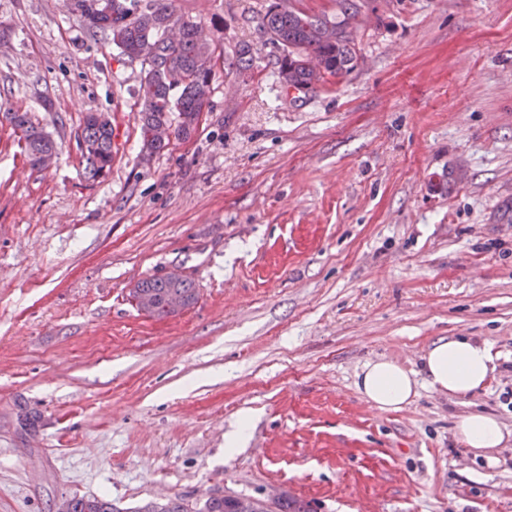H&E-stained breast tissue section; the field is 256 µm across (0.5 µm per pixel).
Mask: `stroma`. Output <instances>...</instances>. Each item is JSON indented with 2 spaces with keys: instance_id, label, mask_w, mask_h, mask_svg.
<instances>
[{
  "instance_id": "1",
  "label": "stroma",
  "mask_w": 512,
  "mask_h": 512,
  "mask_svg": "<svg viewBox=\"0 0 512 512\" xmlns=\"http://www.w3.org/2000/svg\"><path fill=\"white\" fill-rule=\"evenodd\" d=\"M271 2L177 0L215 43L210 109L146 162L139 63L61 0H0V106L57 144L33 168L0 124V512L279 489L512 512V0H369L358 67L297 100L258 29ZM90 112L114 131L94 181ZM171 269L197 303L139 312L132 288ZM448 336L489 344L483 389L388 413L358 393L365 361L415 370ZM474 411L510 434L487 458L455 433ZM112 121H99L96 113H88L79 138V149L85 177L96 180L112 166ZM70 501V509H69ZM121 512L110 501L95 496H72L55 505L56 512Z\"/></svg>"
}]
</instances>
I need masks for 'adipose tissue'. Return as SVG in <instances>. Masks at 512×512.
Here are the masks:
<instances>
[{"label": "adipose tissue", "mask_w": 512, "mask_h": 512, "mask_svg": "<svg viewBox=\"0 0 512 512\" xmlns=\"http://www.w3.org/2000/svg\"><path fill=\"white\" fill-rule=\"evenodd\" d=\"M421 362L415 373L384 357L366 361L355 386L372 408L395 412L412 401L418 385L438 395L462 398L482 388L495 369L489 345L472 336L439 338L423 353ZM456 433L466 448L475 450H491L506 440L497 418L477 411L458 418Z\"/></svg>", "instance_id": "adipose-tissue-1"}]
</instances>
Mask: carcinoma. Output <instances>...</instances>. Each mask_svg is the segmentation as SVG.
<instances>
[{"label": "carcinoma", "instance_id": "carcinoma-1", "mask_svg": "<svg viewBox=\"0 0 512 512\" xmlns=\"http://www.w3.org/2000/svg\"><path fill=\"white\" fill-rule=\"evenodd\" d=\"M82 10L70 7V17L89 31L102 33L122 57H141L138 103L142 159L167 148L172 141H187L196 132L209 107L215 77L212 39L203 35L201 23L177 12L176 0H79ZM356 0H336V17H312L293 0H275L259 19L260 30L282 50L277 60L279 82L287 89L306 93L334 78L344 79L359 65L353 33L347 31ZM21 131L27 157L36 168L46 156L55 155L50 135L32 124L28 113L7 108L0 113ZM112 121L99 120L93 112L84 118L79 149L85 177L96 180L112 166ZM151 296L161 306L171 294L186 306L198 301L191 278L155 275L140 281L131 296ZM70 512H191L179 497L148 501L121 511L95 496H72ZM201 512H313L308 502L284 494L269 506L247 495H212Z\"/></svg>", "mask_w": 512, "mask_h": 512}]
</instances>
